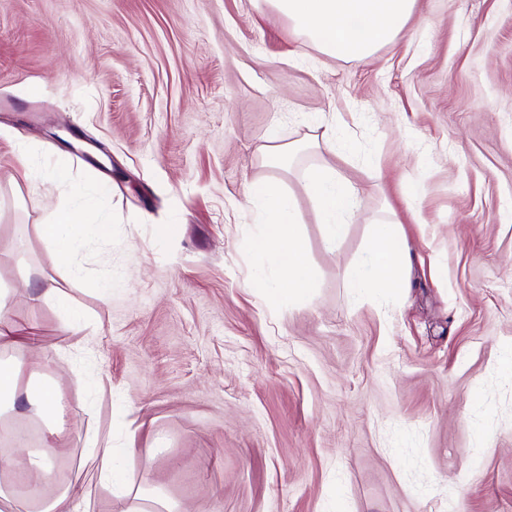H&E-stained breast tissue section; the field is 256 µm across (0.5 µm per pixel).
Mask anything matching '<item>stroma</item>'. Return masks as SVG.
I'll list each match as a JSON object with an SVG mask.
<instances>
[{
  "label": "stroma",
  "instance_id": "obj_1",
  "mask_svg": "<svg viewBox=\"0 0 512 512\" xmlns=\"http://www.w3.org/2000/svg\"><path fill=\"white\" fill-rule=\"evenodd\" d=\"M1 97L9 317L39 324L47 374L89 380L65 390L57 483L86 487L99 433L189 512H512V0H417L364 64L268 0H0ZM23 149L64 182L31 191ZM320 164L356 196L331 249L304 189ZM272 177L317 280L289 302L250 285L245 193ZM71 190L112 241L67 282L35 227ZM375 219L403 230L411 286L357 297ZM38 294L35 299L51 307L65 312L63 326L65 328L79 327L80 315L70 307L67 295L58 288H33Z\"/></svg>",
  "mask_w": 512,
  "mask_h": 512
}]
</instances>
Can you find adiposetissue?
Returning a JSON list of instances; mask_svg holds the SVG:
<instances>
[{"label": "adipose tissue", "instance_id": "obj_1", "mask_svg": "<svg viewBox=\"0 0 512 512\" xmlns=\"http://www.w3.org/2000/svg\"><path fill=\"white\" fill-rule=\"evenodd\" d=\"M277 13L294 29L317 44L332 58L367 62L381 47L393 42L412 16L416 0H270ZM305 189L314 199L327 247H334L346 231L344 218L356 200L347 185L337 180L333 170L315 167L305 177ZM248 208L260 211L265 222L252 241L265 267L276 275L272 293L282 299L307 295L315 286L299 232L293 197L281 183L270 179L252 186L245 196ZM107 224L85 223L82 213L67 200H58L47 223L37 225L39 241L51 250L58 266L69 276L79 274L75 261L87 237L109 239ZM369 266L351 267L346 286L362 294L374 288H404L406 270L412 262L410 249L394 225L376 221L368 242ZM9 293L0 289V417L29 414L45 426L40 447L28 453L30 486L27 496H19L8 484H0V512H91L90 494L76 493L52 485L47 476L65 434L67 403L61 377H25V368L44 365L48 357L41 348L36 324L22 326L7 317ZM29 353L28 361L11 356L13 348ZM101 459L99 479L111 484L113 512H137L133 503L140 492L121 477L122 454L112 447L98 449Z\"/></svg>", "mask_w": 512, "mask_h": 512}]
</instances>
